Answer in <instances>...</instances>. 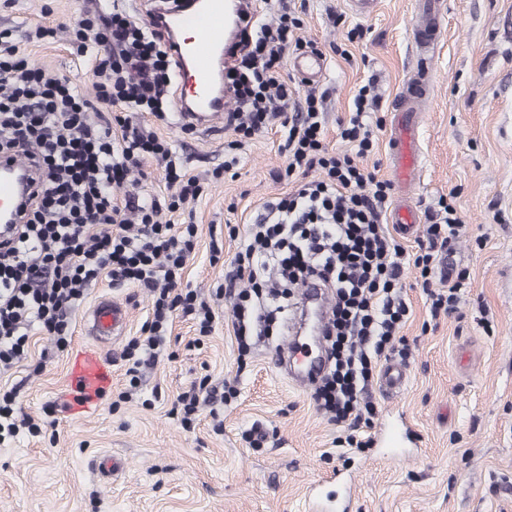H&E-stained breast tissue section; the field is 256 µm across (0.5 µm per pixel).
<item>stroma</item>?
Here are the masks:
<instances>
[{
    "label": "stroma",
    "instance_id": "stroma-1",
    "mask_svg": "<svg viewBox=\"0 0 512 512\" xmlns=\"http://www.w3.org/2000/svg\"><path fill=\"white\" fill-rule=\"evenodd\" d=\"M416 2L378 0L366 16L349 0H305L300 14V37L326 54L319 82L329 92L325 144L347 150L338 123L348 118L358 88L376 78L383 124L374 156L363 163L377 166L387 181L394 178L392 100L413 67L408 31ZM108 7L109 0H0V30H12L30 65L68 78L90 100L93 80L67 31L83 11ZM441 13L434 89L419 118L420 167L410 200L423 214L455 193L466 232L445 261L470 277L460 318H435L417 269L407 270L406 383L393 397L372 385L377 415L373 427L361 430L375 436L391 415L403 414L421 436L418 451L372 444L338 459L335 439L343 427L317 411L312 387L293 384L276 363L286 333L259 343L246 367L238 365L231 304L213 300L212 292L263 205L293 188L281 128L252 135L233 151L232 130L202 135L155 119L153 130L204 187L188 205L197 245L183 284L212 299L213 330L199 337L193 320L175 317L165 351L142 367L134 390L123 352L152 315L147 289L99 281L71 314L66 350L33 333L26 359L0 373V388L18 387L19 414L38 421L41 431L0 446V512H312L311 489L336 470L347 483L334 492L351 494L350 512H512V0H441ZM37 25L56 27L57 39L28 41ZM334 45L346 56L331 53ZM228 160L231 172L214 180L213 171ZM215 238L224 249L214 264ZM102 296L125 303L129 319L124 334L103 347L112 362L105 403L72 420L51 405L65 399L69 353L89 345L83 320ZM204 378L238 387L236 398L219 409L224 428L218 433L209 405H200L190 430L174 408L177 395ZM127 389L131 398L118 402ZM255 425L271 432L267 447L242 440ZM109 454L126 463L113 477L98 472Z\"/></svg>",
    "mask_w": 512,
    "mask_h": 512
}]
</instances>
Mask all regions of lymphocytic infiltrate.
Here are the masks:
<instances>
[{"instance_id":"lymphocytic-infiltrate-1","label":"lymphocytic infiltrate","mask_w":512,"mask_h":512,"mask_svg":"<svg viewBox=\"0 0 512 512\" xmlns=\"http://www.w3.org/2000/svg\"><path fill=\"white\" fill-rule=\"evenodd\" d=\"M276 4L277 22H258L224 76L236 102L225 126L246 138L275 125L287 128L286 172L296 177V188L265 205L216 292L233 301V330L244 357L273 335L303 281L315 278L335 289L327 334L334 368L314 400L329 421L355 427L375 413L370 386L379 362L410 356L398 335L410 315L405 269H419L432 317L457 312L466 273L443 271L440 262L463 224L454 204L429 211L413 254L389 232L385 217L392 187L358 163L373 152L381 129L373 119L380 109L375 84L358 89L340 132L355 154L329 153L321 139L328 93L284 78L287 54L304 44L291 0ZM72 48L92 59L94 99L30 66L12 32L0 31V153L33 154L40 172L31 206L11 237L0 241V370L23 358L31 330L65 347L71 313L89 288L107 278L148 289L154 297L143 335L125 349L134 388L140 367L157 358L174 313L192 318L205 335L215 312L181 285L195 250V224L160 223L157 200L126 191L118 203L112 192L123 188L130 168L149 155L165 159L168 182L179 188L170 210L198 197L201 187L172 161L155 132L111 118L119 108L165 119L173 58L161 34L122 11L88 10L73 29ZM434 278L442 281L441 289L431 288ZM235 393L227 382L182 392L177 405L183 424L192 425L200 403L224 404ZM16 399V390L0 393V445L39 431L32 419L18 416Z\"/></svg>"}]
</instances>
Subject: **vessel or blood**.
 Segmentation results:
<instances>
[{
  "label": "vessel or blood",
  "mask_w": 512,
  "mask_h": 512,
  "mask_svg": "<svg viewBox=\"0 0 512 512\" xmlns=\"http://www.w3.org/2000/svg\"><path fill=\"white\" fill-rule=\"evenodd\" d=\"M421 13L411 27L415 49L412 76L400 87L392 107L398 116L389 139L396 162L398 202L390 221L402 233H410L417 215L408 200V190L420 163L416 146L417 114L431 93L432 59L440 37L441 12L438 0H420ZM258 0H182L170 9L158 7L149 16L152 28L166 37L176 61V97L173 121L181 129L208 131L224 112V70L237 60L245 32L251 31L260 17ZM327 68L325 57L301 53L291 60L292 71L305 83L321 79ZM34 159L10 153L0 154V214L15 215L25 196L26 171L35 170ZM329 309L320 282L308 280L300 289V305L289 320L290 339L287 362L296 367L302 382L311 383L323 371V362L306 349L305 337L323 338ZM128 318L127 308L114 299L102 297L94 303L89 316L90 333L99 339L120 336ZM72 386L67 412L80 418L95 411L98 401L112 385V368L102 350L90 346L73 354L67 362ZM406 382L403 368L388 364L381 387L397 394Z\"/></svg>",
  "instance_id": "1"
}]
</instances>
